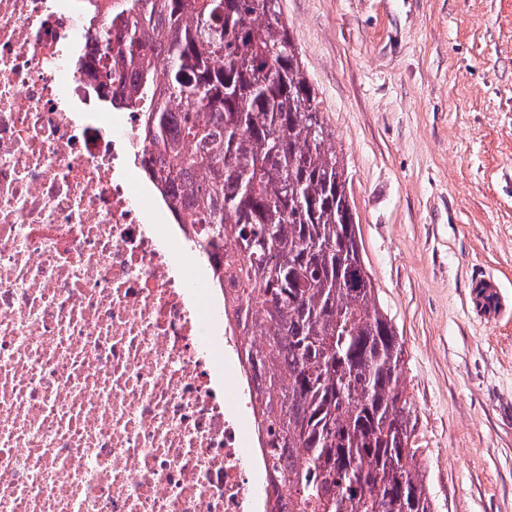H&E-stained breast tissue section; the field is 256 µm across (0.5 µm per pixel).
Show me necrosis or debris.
<instances>
[{
	"label": "necrosis or debris",
	"mask_w": 512,
	"mask_h": 512,
	"mask_svg": "<svg viewBox=\"0 0 512 512\" xmlns=\"http://www.w3.org/2000/svg\"><path fill=\"white\" fill-rule=\"evenodd\" d=\"M73 0H0V512H261L272 487L234 285L135 178Z\"/></svg>",
	"instance_id": "necrosis-or-debris-1"
}]
</instances>
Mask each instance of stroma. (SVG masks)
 <instances>
[{"label": "stroma", "mask_w": 512, "mask_h": 512, "mask_svg": "<svg viewBox=\"0 0 512 512\" xmlns=\"http://www.w3.org/2000/svg\"><path fill=\"white\" fill-rule=\"evenodd\" d=\"M280 7L404 343L433 510L512 512V0Z\"/></svg>", "instance_id": "obj_1"}]
</instances>
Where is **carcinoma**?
Returning <instances> with one entry per match:
<instances>
[{"instance_id":"obj_1","label":"carcinoma","mask_w":512,"mask_h":512,"mask_svg":"<svg viewBox=\"0 0 512 512\" xmlns=\"http://www.w3.org/2000/svg\"><path fill=\"white\" fill-rule=\"evenodd\" d=\"M85 2L86 40L100 45L86 75L122 84L176 223L198 225L242 307L260 308L276 490L296 512H433L403 342L378 307L343 160L279 0Z\"/></svg>"}]
</instances>
